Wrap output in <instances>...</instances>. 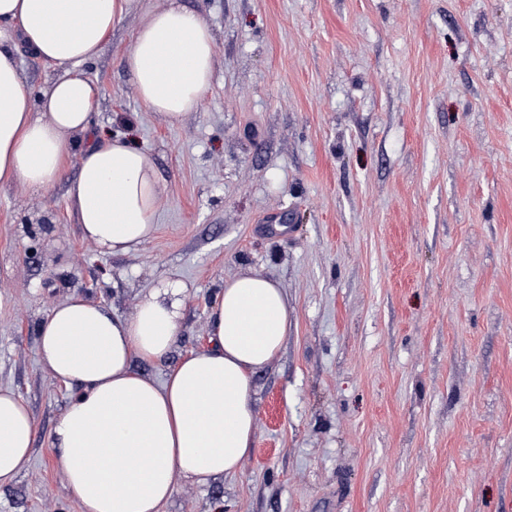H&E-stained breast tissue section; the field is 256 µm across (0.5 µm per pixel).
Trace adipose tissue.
I'll return each instance as SVG.
<instances>
[{"label":"adipose tissue","instance_id":"1","mask_svg":"<svg viewBox=\"0 0 512 512\" xmlns=\"http://www.w3.org/2000/svg\"><path fill=\"white\" fill-rule=\"evenodd\" d=\"M138 3L140 24L122 63L148 109L176 123L209 91L215 38L199 12L149 0H0V26L64 72L32 95L13 53L0 48V180L40 191L79 149L68 188L85 238L105 251H139L165 195L149 155L120 139L78 147L98 89L82 66ZM181 283L144 295L122 317L81 295L56 305L38 328V357L78 392L54 427L56 465L81 512H162L177 479L199 485L236 475L254 444L252 375L271 363L290 328L284 289L260 274L225 280L210 315L208 347L155 381L133 358L162 360L179 334ZM26 402L0 387V486L30 460Z\"/></svg>","mask_w":512,"mask_h":512}]
</instances>
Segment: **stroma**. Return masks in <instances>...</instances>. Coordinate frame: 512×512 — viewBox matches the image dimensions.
<instances>
[{"mask_svg": "<svg viewBox=\"0 0 512 512\" xmlns=\"http://www.w3.org/2000/svg\"><path fill=\"white\" fill-rule=\"evenodd\" d=\"M216 42L199 107L166 123L121 59L125 14L83 71L92 130L166 184L154 237L112 255L68 200L0 182V387L34 419L0 512H80L53 427L78 388L39 362L40 321L79 293L129 317L184 283L163 379L208 344L217 289L255 273L291 328L256 371L236 476L181 480L163 512H512V0H180Z\"/></svg>", "mask_w": 512, "mask_h": 512, "instance_id": "stroma-1", "label": "stroma"}]
</instances>
